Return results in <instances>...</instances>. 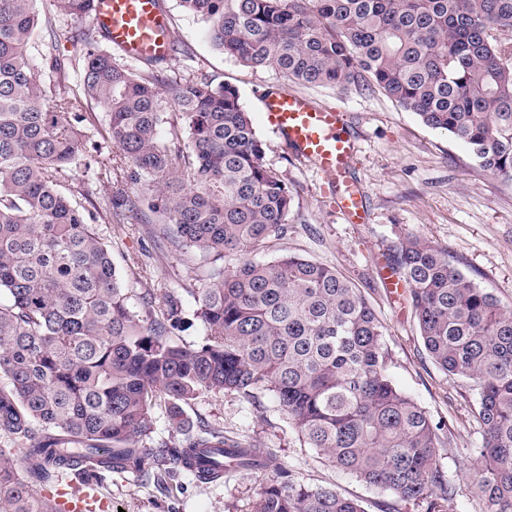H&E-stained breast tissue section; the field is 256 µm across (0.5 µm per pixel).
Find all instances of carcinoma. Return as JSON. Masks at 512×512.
I'll use <instances>...</instances> for the list:
<instances>
[{
    "mask_svg": "<svg viewBox=\"0 0 512 512\" xmlns=\"http://www.w3.org/2000/svg\"><path fill=\"white\" fill-rule=\"evenodd\" d=\"M37 0H0V512H55L35 487L94 471L153 476L202 448H222L244 470L274 462L224 430H196L184 406L202 392L251 396L264 386L301 436L345 474L423 512H446L458 488L440 462L452 433L401 391L388 369L385 328L357 287L296 254L250 255L280 237L293 205L284 178L237 87L142 60L136 67L94 25L81 83L62 95L41 78L62 71L30 55ZM91 0H59L88 16ZM214 49L296 84L377 89L434 130L465 143L475 163L512 180V0H180ZM172 93L175 120L163 107ZM107 113L126 168L111 208L162 224L171 246L209 261L210 286L185 314L138 268L140 291L112 263L97 217L60 190L84 154L83 104ZM170 123L168 140L159 134ZM151 180L139 198L130 183ZM238 264L224 268V255ZM392 270L409 286L424 347L450 379L473 383L482 442L464 476L480 512H512V306L467 277L457 260L414 234ZM181 435L152 445L155 413ZM194 476L217 484L224 461ZM253 512H365L359 501L279 469Z\"/></svg>",
    "mask_w": 512,
    "mask_h": 512,
    "instance_id": "obj_1",
    "label": "carcinoma"
}]
</instances>
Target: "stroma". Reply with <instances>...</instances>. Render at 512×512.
Returning <instances> with one entry per match:
<instances>
[{
  "mask_svg": "<svg viewBox=\"0 0 512 512\" xmlns=\"http://www.w3.org/2000/svg\"><path fill=\"white\" fill-rule=\"evenodd\" d=\"M164 3L174 39L192 53L188 59H169V66L189 68L239 89L244 108L266 142L267 161L292 191L294 205L286 232L255 251V259L298 254L334 267L358 286L387 328L395 384L452 431V450L443 454L442 463L449 477H456L467 449L482 441L480 425L470 413L476 395L467 381L449 380L428 356L405 292L392 287L398 276L391 264L402 239L410 234L422 236L447 248L463 273L492 290L502 303L512 305V181L478 167L465 144L426 127L379 91L307 87L271 68L242 66L211 46L204 24L186 12L179 0ZM36 8L40 18L51 19L52 25L38 28L34 53L56 57L63 65L62 88L75 87L85 53L77 35L88 20L61 14L57 0H37ZM272 86L342 112L345 128L356 142L350 175L365 195L367 223L347 222L325 195L322 176L264 125L261 95ZM111 190V183L96 167L75 170L66 185L79 204L99 213L100 228L112 241L117 269H126L130 260L139 261L163 288L181 298L185 313H193L200 293L209 285L208 265L197 251H177L166 245L158 225L113 216ZM185 412L191 425L219 427L225 435L272 449L277 464L292 471L297 480L335 488L358 499L365 512H383L384 504H395L389 493L355 480L315 449L302 447L287 415L265 388L255 389L250 397L203 392ZM271 476L268 470L237 471L225 483L210 486L188 474L159 485L115 473L104 480L102 490L113 507L123 512H252Z\"/></svg>",
  "mask_w": 512,
  "mask_h": 512,
  "instance_id": "obj_1",
  "label": "stroma"
}]
</instances>
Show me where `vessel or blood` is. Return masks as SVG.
<instances>
[{
  "label": "vessel or blood",
  "instance_id": "obj_1",
  "mask_svg": "<svg viewBox=\"0 0 512 512\" xmlns=\"http://www.w3.org/2000/svg\"><path fill=\"white\" fill-rule=\"evenodd\" d=\"M90 14L121 54L135 60L169 58L171 24L158 0H91ZM263 113L267 127L327 178L337 210L351 223H364L363 195L349 175L355 144L341 112L276 90L265 95ZM53 503L57 512H109L111 508L90 479L80 490L70 483L57 486Z\"/></svg>",
  "mask_w": 512,
  "mask_h": 512
}]
</instances>
